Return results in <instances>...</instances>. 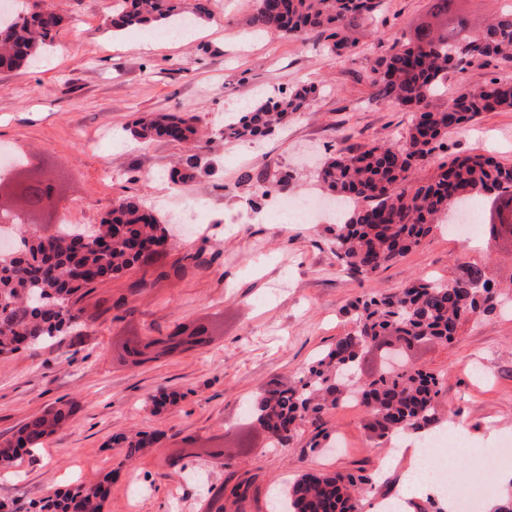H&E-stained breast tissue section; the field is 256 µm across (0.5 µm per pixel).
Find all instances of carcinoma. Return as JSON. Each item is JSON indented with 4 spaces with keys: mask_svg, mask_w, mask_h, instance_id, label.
Wrapping results in <instances>:
<instances>
[{
    "mask_svg": "<svg viewBox=\"0 0 512 512\" xmlns=\"http://www.w3.org/2000/svg\"><path fill=\"white\" fill-rule=\"evenodd\" d=\"M213 0H112L108 28L164 29L190 18L211 17ZM468 0H432L436 18L461 20L458 4ZM384 0H254L250 24L258 31L298 38L317 32L338 50L355 47L346 30L350 20L375 22ZM63 16L50 9L0 12V69L27 68L51 48ZM512 64V0H503L498 14L475 36L455 40L451 26H427L391 52L373 69L374 100L396 105L412 114L404 140L339 151L319 169L323 189L350 203L335 224L331 244L349 270L368 277L404 258L430 236L461 204L485 194L491 200L512 202V165L491 156L455 157L438 165L425 182L414 177L443 146L452 130L484 112L512 110V78L492 79L458 92L451 111L435 110L430 98L439 92L448 73L475 61ZM311 91L301 88L267 99L246 112L234 114L219 135L236 140L264 138L306 111ZM197 117L153 112L138 116L126 128L133 141L146 145L156 138L190 143L196 140ZM199 156L188 154L169 178L175 185L192 180ZM52 189L46 181L28 183L27 201L43 202ZM173 228L165 227L151 209L129 198H118L100 223L88 228L59 224L49 234H30L10 257H0V353L19 351L18 344L36 350L59 336L84 326L80 303L99 285L137 268L134 287L150 284L153 259L168 251ZM485 268L462 265L448 283L419 277L391 294L369 293L355 298L347 309L351 330L336 339L302 372L298 381H271L252 402L248 420L282 450L299 432L312 427L328 437L326 416L349 401L364 410L362 429L368 440L388 442L400 433L429 430L443 418L439 378L401 363L388 365L376 378L359 375L363 354L390 338L409 347L414 343H452L466 315L494 312L501 304L499 290L480 288ZM184 349L211 341L208 327L176 325ZM171 348L156 339L140 340L126 350L133 362L159 359ZM75 402L52 406L26 421L12 439L0 443V464L8 466L19 450L32 452L61 430ZM124 459L133 462L157 442L156 434L137 432L114 438ZM112 475L45 498L40 512H104ZM377 472H301L283 482L279 509L283 512H359L360 501L376 488Z\"/></svg>",
    "mask_w": 512,
    "mask_h": 512,
    "instance_id": "1",
    "label": "carcinoma"
}]
</instances>
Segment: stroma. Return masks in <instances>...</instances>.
<instances>
[{
	"label": "stroma",
	"mask_w": 512,
	"mask_h": 512,
	"mask_svg": "<svg viewBox=\"0 0 512 512\" xmlns=\"http://www.w3.org/2000/svg\"><path fill=\"white\" fill-rule=\"evenodd\" d=\"M51 5L65 18L47 62L0 71V148L30 169L63 181L60 210L69 223H99L113 201L137 200L160 219L195 222L173 238L161 266L201 253V268L133 288L130 272L100 286L85 303L80 334L58 337L36 351L0 356V440L57 401L76 402L69 424L34 453L0 468V501L19 512L57 491L113 481L104 512H224V492L241 481L250 489L243 512H271L270 498L284 480L303 471L381 470L378 500L399 492L408 455L367 440L361 407L345 405L327 417L343 438L341 450L310 449L312 429L291 448L270 447L246 421L251 401L271 378L290 380L347 332L346 310L358 296L393 292L415 278L450 280L458 264L483 265L501 285L512 283V249L478 250L442 230L407 256L363 277L344 270L331 247V224H286L276 218L279 195L257 197L260 184L291 175L292 198L317 192L318 165L344 148L399 141L411 113L372 101L375 62L394 40L428 17L430 0H386L384 26L350 29L353 51L336 53L324 38H283L250 24L251 0H216L192 39L156 32L115 36L106 19L112 0H26L30 10ZM151 50H143V42ZM496 61L450 73L430 100L446 109L470 82L511 74ZM314 89L307 112L275 136L240 141L217 137L200 152L201 169L173 191L168 173L184 144L157 139L141 145L124 129L144 112H191L216 131L234 112L295 88ZM417 179L458 153L492 154L512 164V110L486 112L448 135ZM125 299L102 311L96 299ZM215 326L212 342L139 364L121 362L124 346L159 338L178 324ZM409 365L439 375L444 421L474 437L512 439V310L464 321L452 344L406 349ZM180 393L176 407L156 414L159 389ZM161 432V440L134 464L124 462L114 438L133 431ZM220 455H207L212 446ZM478 449L458 454L461 479L485 489L483 505L501 501L497 469L479 468ZM388 467H381L382 459Z\"/></svg>",
	"instance_id": "stroma-1"
}]
</instances>
